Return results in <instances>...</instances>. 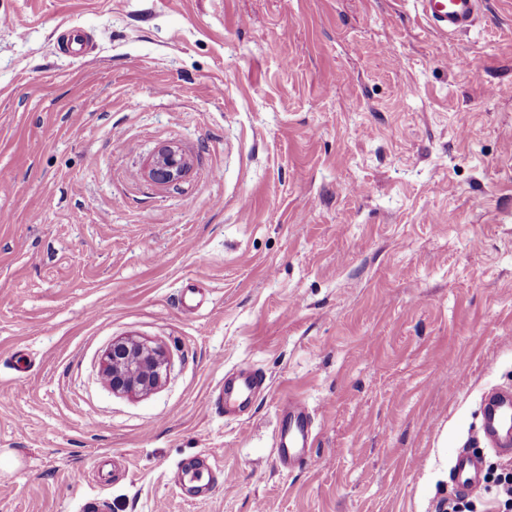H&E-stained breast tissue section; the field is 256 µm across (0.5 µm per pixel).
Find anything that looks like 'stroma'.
<instances>
[{"label": "stroma", "instance_id": "obj_1", "mask_svg": "<svg viewBox=\"0 0 512 512\" xmlns=\"http://www.w3.org/2000/svg\"><path fill=\"white\" fill-rule=\"evenodd\" d=\"M122 337L166 350L152 393L104 382ZM493 386L512 0L452 38L416 0H0V512H439L457 452L497 460ZM289 394L322 466L277 460ZM188 167L189 162L179 149L163 146L152 158L149 176L157 183L177 185ZM267 390L266 377L257 370L248 369L225 374L224 386L218 392L224 398V412L229 414L234 406L248 404Z\"/></svg>", "mask_w": 512, "mask_h": 512}]
</instances>
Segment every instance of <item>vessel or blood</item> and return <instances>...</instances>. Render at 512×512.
Wrapping results in <instances>:
<instances>
[{
	"instance_id": "obj_1",
	"label": "vessel or blood",
	"mask_w": 512,
	"mask_h": 512,
	"mask_svg": "<svg viewBox=\"0 0 512 512\" xmlns=\"http://www.w3.org/2000/svg\"><path fill=\"white\" fill-rule=\"evenodd\" d=\"M426 23L443 36H455L470 30L482 6V0H418ZM266 378L250 369L224 376L219 394L224 399L225 411L234 406L250 403L257 395L267 391ZM284 418L277 442L280 464L291 465L302 461L315 465L316 456L310 450L312 419L297 398L288 396L280 401ZM482 438L494 453L512 455V391L493 388L482 398ZM484 464L481 457L462 451L455 455L450 467L452 482L464 492L477 489L483 481Z\"/></svg>"
}]
</instances>
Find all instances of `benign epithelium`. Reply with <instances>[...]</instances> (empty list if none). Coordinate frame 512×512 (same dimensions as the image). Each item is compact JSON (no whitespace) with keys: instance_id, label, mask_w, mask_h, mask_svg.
<instances>
[{"instance_id":"7a95c632","label":"benign epithelium","mask_w":512,"mask_h":512,"mask_svg":"<svg viewBox=\"0 0 512 512\" xmlns=\"http://www.w3.org/2000/svg\"><path fill=\"white\" fill-rule=\"evenodd\" d=\"M189 162L173 146L161 147L152 158L150 178L162 184L176 185ZM169 359L166 351L134 338L116 339L102 360V375L112 391L122 394H148L165 380Z\"/></svg>"}]
</instances>
